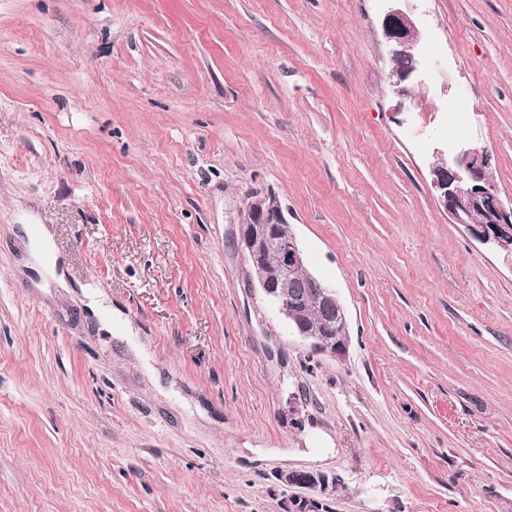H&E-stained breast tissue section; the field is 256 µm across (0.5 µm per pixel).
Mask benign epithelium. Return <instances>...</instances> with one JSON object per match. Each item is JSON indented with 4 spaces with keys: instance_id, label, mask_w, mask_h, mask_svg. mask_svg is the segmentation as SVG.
<instances>
[{
    "instance_id": "7a95c632",
    "label": "benign epithelium",
    "mask_w": 512,
    "mask_h": 512,
    "mask_svg": "<svg viewBox=\"0 0 512 512\" xmlns=\"http://www.w3.org/2000/svg\"><path fill=\"white\" fill-rule=\"evenodd\" d=\"M382 31L391 61L406 57L405 70L392 68L390 86L399 98L398 109L409 111L406 100L409 87L423 84V73L416 47L420 30L412 14L389 10ZM433 185L452 223L464 226L481 244L512 253V200L504 201L492 180V156L477 148L458 145L448 163L432 169ZM483 219L475 222L476 212ZM238 244L244 252L251 283L276 305L278 313L313 350L340 358L349 347L347 314L334 287L311 276L304 285L296 281L306 269L307 257L294 225L279 198L272 194H254L240 215ZM274 252L279 267L272 271L266 257ZM287 486L314 488L324 495L336 492V477L311 471H287L279 475Z\"/></svg>"
}]
</instances>
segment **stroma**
I'll list each match as a JSON object with an SVG mask.
<instances>
[{
    "instance_id": "1",
    "label": "stroma",
    "mask_w": 512,
    "mask_h": 512,
    "mask_svg": "<svg viewBox=\"0 0 512 512\" xmlns=\"http://www.w3.org/2000/svg\"><path fill=\"white\" fill-rule=\"evenodd\" d=\"M390 7L0 0V512H286L283 470L327 512H512V254L431 182L464 140L512 197V0H400L441 48L403 116ZM267 192L343 357L249 281ZM279 480L286 486L314 488L324 495H330L336 491V476L329 477L324 473L311 471H287L279 475Z\"/></svg>"
}]
</instances>
